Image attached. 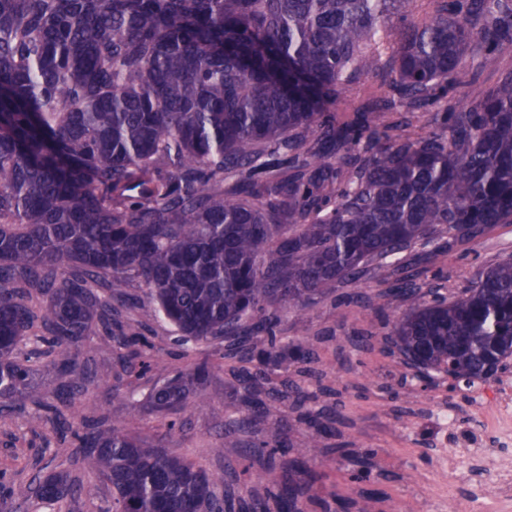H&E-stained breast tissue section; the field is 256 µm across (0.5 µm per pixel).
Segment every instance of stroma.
<instances>
[{"label":"stroma","mask_w":512,"mask_h":512,"mask_svg":"<svg viewBox=\"0 0 512 512\" xmlns=\"http://www.w3.org/2000/svg\"><path fill=\"white\" fill-rule=\"evenodd\" d=\"M385 75H367L337 88L325 106L339 122L354 121L380 92ZM512 260V224H501L488 235L456 243L448 253L432 257L418 245L399 256L396 267L368 274L357 282L339 285L317 297L307 309L282 310L277 334L285 346L301 336L315 340L312 365L285 360L271 372L274 385L298 384L301 398L279 404L278 418L288 429L289 445L305 447L314 433L313 412L332 407L338 414L335 435L323 442L318 458L306 460L309 490L301 512H336L339 503H358L361 476H369L386 512H443L436 491L437 457L445 435L432 410L439 405L471 416L473 388L450 390L446 375L430 372L420 378L408 367L390 340L391 324L404 306L388 307L384 293L394 277L418 274L425 288L447 298L462 295L477 266ZM124 292L133 305L125 321L141 323L153 345L157 368L135 375L124 369L129 349L89 336V350L77 360V393L63 391L56 357L41 354L33 386L0 407V499H17L16 512H107L112 487L83 465L79 438L99 425H118L127 433L148 439L163 438L166 449L219 477L212 487L216 497L244 498L287 483L295 473L282 455L247 457L261 437L259 429L239 428L248 406L234 389L224 343L179 346L172 326L146 318L148 290L129 283ZM371 300L362 308L349 297ZM207 364L206 396L190 402L174 429L150 411L146 399L155 383ZM59 407V418L35 424L36 405ZM51 472L66 473L78 487L74 496L48 502L31 496L18 500L21 487L34 485ZM487 467L476 465L464 481L454 482L467 512H494L495 500L486 485Z\"/></svg>","instance_id":"obj_1"}]
</instances>
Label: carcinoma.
<instances>
[{
	"instance_id": "1",
	"label": "carcinoma",
	"mask_w": 512,
	"mask_h": 512,
	"mask_svg": "<svg viewBox=\"0 0 512 512\" xmlns=\"http://www.w3.org/2000/svg\"><path fill=\"white\" fill-rule=\"evenodd\" d=\"M0 0V399L27 390L19 344L40 324L48 350L86 349L97 321L127 307L113 290H151L145 315L183 341L226 342L247 387L288 356L280 309H304L375 262L443 233L475 238L512 224V72L426 136L415 113L457 87L468 53L495 61L512 41V0ZM398 24H392L393 18ZM391 70L390 94L351 124L320 120L336 88ZM326 149L336 164L313 165ZM241 174L224 189V174ZM414 276L386 294L407 303L391 340L476 379L512 351V262L476 272L453 300L424 299ZM42 302L28 304L31 291ZM256 323L248 327L245 317ZM107 338L151 350L141 327ZM197 366L155 389L167 416L204 398ZM281 391L240 425H264L254 455L284 447ZM325 424L301 456H314ZM112 486V512H233L216 477L123 428L81 437ZM75 492L52 474L36 497ZM301 475L239 503L300 512Z\"/></svg>"
}]
</instances>
